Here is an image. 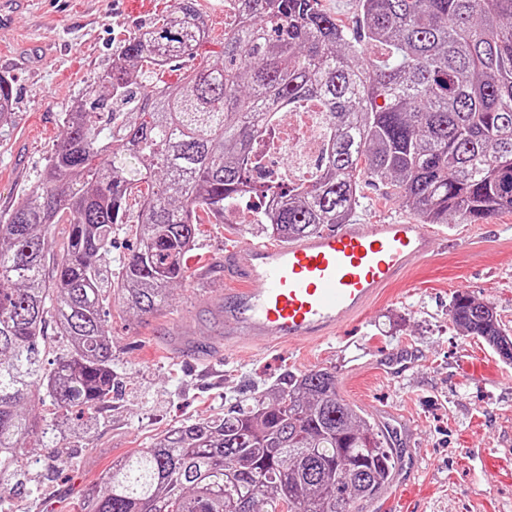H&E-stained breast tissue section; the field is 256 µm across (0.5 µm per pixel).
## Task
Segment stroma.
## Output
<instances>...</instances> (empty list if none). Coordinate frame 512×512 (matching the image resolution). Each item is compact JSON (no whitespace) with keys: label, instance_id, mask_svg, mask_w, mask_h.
Here are the masks:
<instances>
[{"label":"stroma","instance_id":"35a3bbf8","mask_svg":"<svg viewBox=\"0 0 512 512\" xmlns=\"http://www.w3.org/2000/svg\"><path fill=\"white\" fill-rule=\"evenodd\" d=\"M211 41L197 59L152 69L151 84H176L197 63L223 58L224 0H200ZM173 0L134 10L128 0H14L17 19L0 24V76L15 108L0 128V214L34 186L63 134L64 112L112 62L124 43L161 22ZM352 222L410 217L388 182H364ZM259 204L239 201L222 220L202 224L189 278L168 306L139 316L112 307L106 317L118 373L110 406L48 420L28 455L9 512H73V503L114 460L153 445L187 421L222 414L290 370L335 372L341 397L365 416L396 411L408 444L391 487L368 512H512V363L452 323V297L467 292L512 327V210L476 224L435 225L432 258L386 288L363 318L336 339L230 354L209 348L211 304L227 286L225 246L250 239ZM195 333L206 354L180 356L173 327Z\"/></svg>","mask_w":512,"mask_h":512}]
</instances>
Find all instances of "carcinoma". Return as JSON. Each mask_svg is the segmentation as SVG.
<instances>
[{
	"label": "carcinoma",
	"mask_w": 512,
	"mask_h": 512,
	"mask_svg": "<svg viewBox=\"0 0 512 512\" xmlns=\"http://www.w3.org/2000/svg\"><path fill=\"white\" fill-rule=\"evenodd\" d=\"M359 3L361 42L318 0H236L223 62L154 86L146 67L194 57L211 39L198 0H174L64 113L42 178L0 215V512L39 439V408L91 415L112 401L105 308L166 306L187 279L201 214L219 217L252 193L266 201L253 226L286 244L349 223L362 181L383 177L424 224L512 209V0ZM366 43L386 57L368 59ZM307 102L327 116L318 173L249 188L254 142ZM14 104L1 76L0 127ZM54 224L68 225L58 253ZM120 233L135 248L108 292L100 260ZM449 316L512 361V330L491 306L461 292ZM49 328L66 342L51 360ZM396 466L335 373L289 371L112 463L74 512H366Z\"/></svg>",
	"instance_id": "1"
}]
</instances>
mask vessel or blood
I'll return each mask as SVG.
<instances>
[{
  "instance_id": "b4317fda",
  "label": "vessel or blood",
  "mask_w": 512,
  "mask_h": 512,
  "mask_svg": "<svg viewBox=\"0 0 512 512\" xmlns=\"http://www.w3.org/2000/svg\"><path fill=\"white\" fill-rule=\"evenodd\" d=\"M434 232L411 219L342 224L278 246L227 247L231 288L215 301L225 348L320 344L384 288L430 259Z\"/></svg>"
}]
</instances>
